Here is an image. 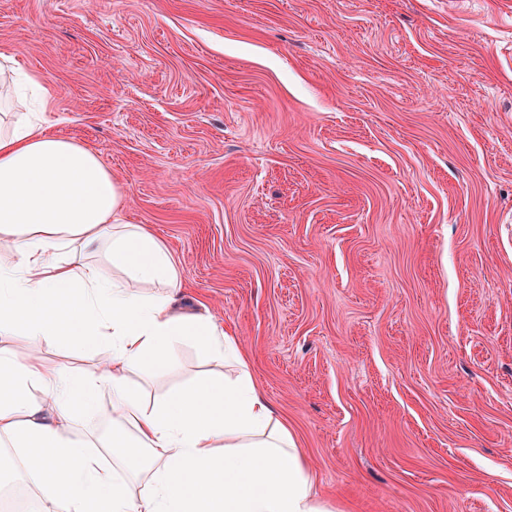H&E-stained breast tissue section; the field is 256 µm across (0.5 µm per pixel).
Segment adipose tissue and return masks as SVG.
<instances>
[{
	"mask_svg": "<svg viewBox=\"0 0 512 512\" xmlns=\"http://www.w3.org/2000/svg\"><path fill=\"white\" fill-rule=\"evenodd\" d=\"M124 206L98 154L48 132L36 113L0 111V246L13 253L0 265V335L28 344L0 348V447L15 449L34 491L27 512H332L236 336L178 308L173 253L125 222ZM54 338L96 349L94 371L47 358ZM189 340L234 376L202 375L154 399L132 386L145 367L164 378ZM104 412L106 433L74 434Z\"/></svg>",
	"mask_w": 512,
	"mask_h": 512,
	"instance_id": "obj_1",
	"label": "adipose tissue"
}]
</instances>
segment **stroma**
I'll list each match as a JSON object with an SVG mask.
<instances>
[{"label": "stroma", "instance_id": "35a3bbf8", "mask_svg": "<svg viewBox=\"0 0 512 512\" xmlns=\"http://www.w3.org/2000/svg\"><path fill=\"white\" fill-rule=\"evenodd\" d=\"M339 512H512V0H0ZM160 392L203 370L192 344Z\"/></svg>", "mask_w": 512, "mask_h": 512}]
</instances>
